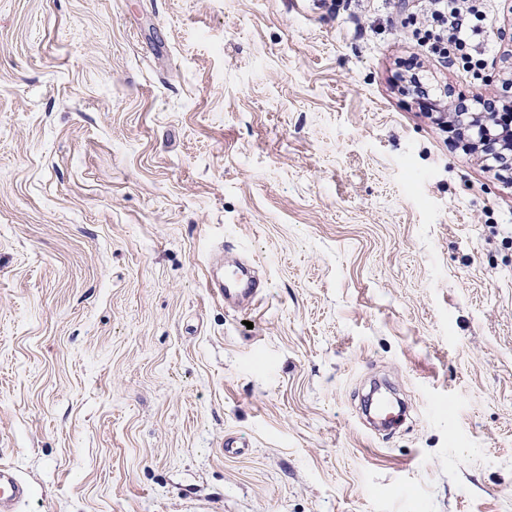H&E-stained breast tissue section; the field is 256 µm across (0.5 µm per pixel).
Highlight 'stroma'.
Instances as JSON below:
<instances>
[{
    "label": "stroma",
    "instance_id": "obj_1",
    "mask_svg": "<svg viewBox=\"0 0 512 512\" xmlns=\"http://www.w3.org/2000/svg\"><path fill=\"white\" fill-rule=\"evenodd\" d=\"M411 5L0 0L15 512H512V185L441 122L502 97L512 17L484 0L476 72ZM379 377L411 404L381 433ZM260 283L243 267L225 270L224 276L211 278L207 287L211 295L224 305H234L244 299L256 300L260 293Z\"/></svg>",
    "mask_w": 512,
    "mask_h": 512
}]
</instances>
